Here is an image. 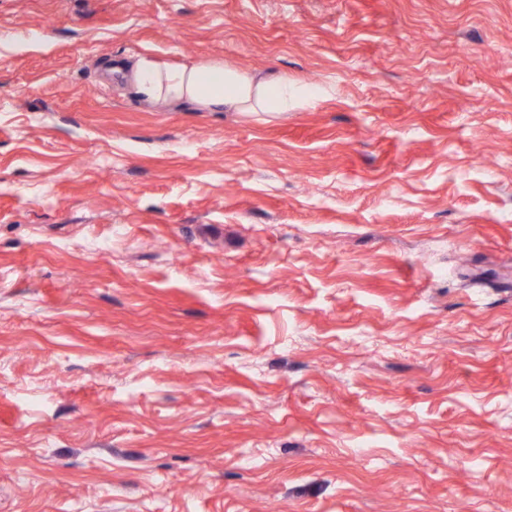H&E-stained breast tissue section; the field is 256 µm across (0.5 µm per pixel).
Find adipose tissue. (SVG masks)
Segmentation results:
<instances>
[{
  "mask_svg": "<svg viewBox=\"0 0 512 512\" xmlns=\"http://www.w3.org/2000/svg\"><path fill=\"white\" fill-rule=\"evenodd\" d=\"M129 80L147 106H189L203 112L282 113L334 92L330 86L267 78L216 61L170 65L150 53L139 54L131 63Z\"/></svg>",
  "mask_w": 512,
  "mask_h": 512,
  "instance_id": "ef3b65f1",
  "label": "adipose tissue"
}]
</instances>
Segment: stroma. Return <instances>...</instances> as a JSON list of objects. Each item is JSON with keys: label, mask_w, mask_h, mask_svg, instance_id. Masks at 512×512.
I'll use <instances>...</instances> for the list:
<instances>
[{"label": "stroma", "mask_w": 512, "mask_h": 512, "mask_svg": "<svg viewBox=\"0 0 512 512\" xmlns=\"http://www.w3.org/2000/svg\"><path fill=\"white\" fill-rule=\"evenodd\" d=\"M2 31L0 512H512V0ZM145 52L334 93L151 108Z\"/></svg>", "instance_id": "obj_1"}]
</instances>
